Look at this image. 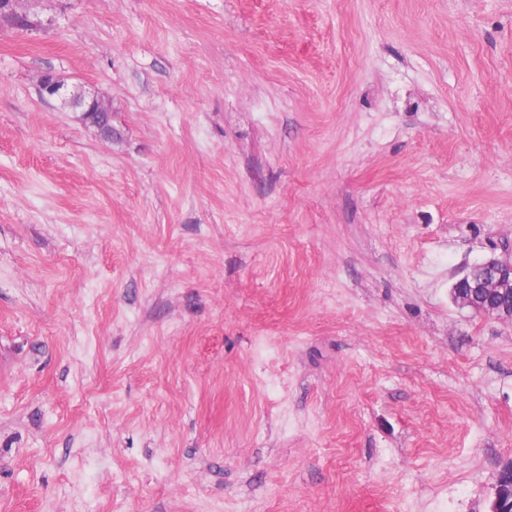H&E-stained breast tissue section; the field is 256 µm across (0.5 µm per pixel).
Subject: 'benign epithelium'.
Instances as JSON below:
<instances>
[{"mask_svg":"<svg viewBox=\"0 0 512 512\" xmlns=\"http://www.w3.org/2000/svg\"><path fill=\"white\" fill-rule=\"evenodd\" d=\"M39 87L49 97H58L82 108L83 119L102 132L112 134V109L103 98L81 91L69 92L60 78L50 72L40 75ZM454 301L462 308L512 324V262L493 259L467 269L452 288ZM502 485L494 493L491 512H503L504 499L512 498V468L500 472Z\"/></svg>","mask_w":512,"mask_h":512,"instance_id":"obj_1","label":"benign epithelium"}]
</instances>
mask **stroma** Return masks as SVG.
Instances as JSON below:
<instances>
[{
	"label": "stroma",
	"mask_w": 512,
	"mask_h": 512,
	"mask_svg": "<svg viewBox=\"0 0 512 512\" xmlns=\"http://www.w3.org/2000/svg\"><path fill=\"white\" fill-rule=\"evenodd\" d=\"M21 10L0 512H488L512 325L451 288L512 257V0ZM39 87L49 97L61 98L65 104L82 108L83 119L107 135H112V109L103 98L81 91L68 92L60 78L50 72L40 75Z\"/></svg>",
	"instance_id": "obj_1"
}]
</instances>
